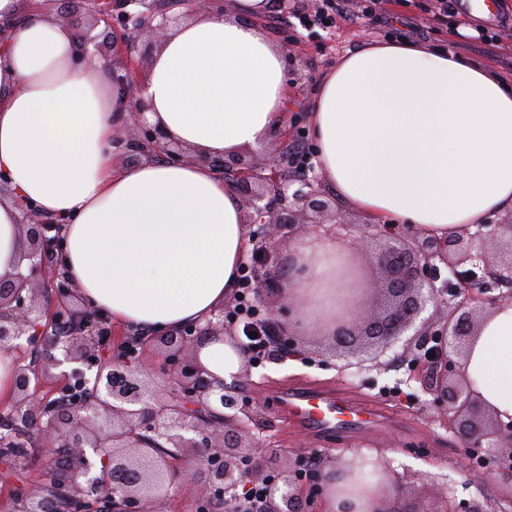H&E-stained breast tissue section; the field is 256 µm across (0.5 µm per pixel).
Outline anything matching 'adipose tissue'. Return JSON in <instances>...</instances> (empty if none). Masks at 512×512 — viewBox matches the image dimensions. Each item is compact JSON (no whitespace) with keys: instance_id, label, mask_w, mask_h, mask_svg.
Listing matches in <instances>:
<instances>
[{"instance_id":"1","label":"adipose tissue","mask_w":512,"mask_h":512,"mask_svg":"<svg viewBox=\"0 0 512 512\" xmlns=\"http://www.w3.org/2000/svg\"><path fill=\"white\" fill-rule=\"evenodd\" d=\"M270 0H230L191 17L151 64L146 117L191 160L117 159L125 97L104 61L78 58L72 29L30 17L0 35V276L15 273L21 203L63 223L66 276L91 305L133 331L202 323L230 300L248 241L233 187L197 155L259 147L286 116L283 56L256 20ZM317 169L373 220L448 237L512 211V84L453 51L366 46L319 82L309 110ZM284 281L302 332L328 334L336 312L331 239L296 242ZM202 366L233 383L245 358L201 337ZM468 374L512 420V305L494 308Z\"/></svg>"}]
</instances>
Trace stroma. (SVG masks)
Segmentation results:
<instances>
[{"mask_svg": "<svg viewBox=\"0 0 512 512\" xmlns=\"http://www.w3.org/2000/svg\"><path fill=\"white\" fill-rule=\"evenodd\" d=\"M467 17L475 33L456 32L460 17ZM258 24L283 48L290 95L288 113L309 111L314 91L324 74L337 62L366 45L382 43L398 34L410 41L436 48H449L460 56L512 78V0H451L447 15L436 13V0H391L385 14L373 25H356L338 33L320 29H298L272 16ZM498 35L502 49L496 58L484 53V35ZM324 338L305 336L289 352L272 347L264 359L252 362L245 386L247 397L260 400L263 411L254 429L256 441L301 449L328 469L337 456L353 457L363 451L387 461L401 481L417 512H435L446 492L456 501L480 500L487 512H499L512 488L483 471L473 469L468 448L439 422L425 418L420 408L425 400L410 369L417 349L402 351L391 364L376 368L340 369L336 360L322 356ZM303 386L328 389L381 407L394 425L382 431L337 432L320 440L284 424L272 398L275 389Z\"/></svg>", "mask_w": 512, "mask_h": 512, "instance_id": "stroma-1", "label": "stroma"}]
</instances>
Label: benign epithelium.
I'll return each instance as SVG.
<instances>
[{
	"mask_svg": "<svg viewBox=\"0 0 512 512\" xmlns=\"http://www.w3.org/2000/svg\"><path fill=\"white\" fill-rule=\"evenodd\" d=\"M71 2L88 6L94 19L93 26L79 32V54L100 55L105 40L112 39L116 2ZM213 2L179 0L186 11L173 13L154 11L147 0H121L118 50L125 64L117 80L135 116L124 133L142 156L162 155L172 162L188 158L181 145L145 118L147 104L137 79L140 37L146 34L158 43L187 14L211 13ZM101 22L104 29L97 33L95 25ZM204 161L230 176L242 198L252 245L244 259L254 269L272 262L268 243L283 228L299 236L343 238L348 221L342 213L335 212L330 224L313 219L332 211L336 203L321 189L312 163H307L310 176L292 179L286 171L294 159L284 151L255 163L228 155ZM505 227L512 231V216L448 239L409 241L394 225H372L373 236L384 240L382 248L372 251L371 239L365 236L354 241V249L372 253L386 300L375 310L364 301V290H352L346 307L336 308L331 339L336 356L357 367L378 361L402 341H436L435 357L426 354L415 360L414 379L429 396L422 412L436 413L449 432L477 453L482 469L512 485V422L490 411L466 370L468 350L484 316L497 305L512 304V290H501L502 282L512 280V249L492 252L487 247L503 238ZM21 228L29 273L0 279V349H17L23 340H52L80 367L72 373L74 397L64 409H54L36 395L56 362L40 370L16 367V399L8 417L16 430L36 429L49 443V485L16 493V512H60L62 507L65 512H149L188 478L200 481L196 512H208L216 498L224 501L226 512H238V491L246 485L263 489L260 512H320L329 489L327 475H302L300 454L258 444L250 425L257 421L261 404L239 389L246 379L228 386L203 369L195 356L198 337L226 332L224 309L203 325L192 324L144 343L126 340L117 355L102 359L103 324L108 319L73 298L63 274L49 281L42 278L59 243L49 236L55 225L26 210ZM443 268L456 281L441 278ZM54 318L66 320L72 331L62 342L49 334ZM158 346V361H146V351ZM24 455L25 449L13 442L0 441L1 459L15 465ZM369 472L374 481L368 490L379 495L373 512H391L384 507L389 490L400 494L403 489L387 467L373 462Z\"/></svg>",
	"mask_w": 512,
	"mask_h": 512,
	"instance_id": "7a95c632",
	"label": "benign epithelium"
}]
</instances>
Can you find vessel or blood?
Here are the masks:
<instances>
[{
    "label": "vessel or blood",
    "instance_id": "vessel-or-blood-1",
    "mask_svg": "<svg viewBox=\"0 0 512 512\" xmlns=\"http://www.w3.org/2000/svg\"><path fill=\"white\" fill-rule=\"evenodd\" d=\"M274 402L290 427L321 437L368 425L377 430L385 426V417L375 404L340 397L326 389L285 387L275 393Z\"/></svg>",
    "mask_w": 512,
    "mask_h": 512
}]
</instances>
